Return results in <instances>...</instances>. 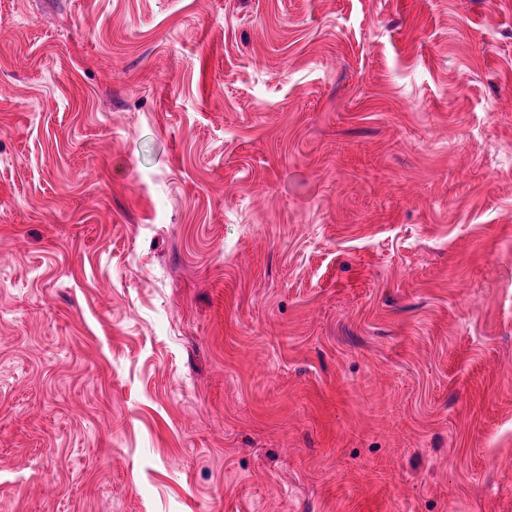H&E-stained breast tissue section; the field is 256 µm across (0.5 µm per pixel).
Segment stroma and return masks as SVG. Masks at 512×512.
<instances>
[{
	"label": "stroma",
	"instance_id": "stroma-1",
	"mask_svg": "<svg viewBox=\"0 0 512 512\" xmlns=\"http://www.w3.org/2000/svg\"><path fill=\"white\" fill-rule=\"evenodd\" d=\"M0 512H512V0H0Z\"/></svg>",
	"mask_w": 512,
	"mask_h": 512
}]
</instances>
